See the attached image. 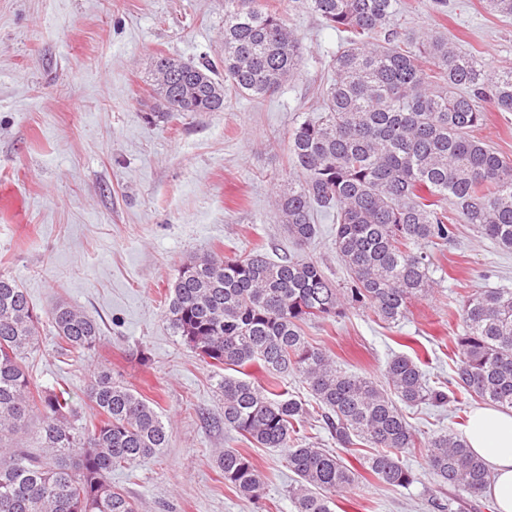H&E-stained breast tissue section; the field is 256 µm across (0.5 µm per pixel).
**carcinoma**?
<instances>
[{"label": "carcinoma", "instance_id": "obj_1", "mask_svg": "<svg viewBox=\"0 0 512 512\" xmlns=\"http://www.w3.org/2000/svg\"><path fill=\"white\" fill-rule=\"evenodd\" d=\"M482 2L512 19V0ZM306 5L344 37L320 93L322 113L288 136L297 176L280 185L275 206L301 247L317 235L314 212L336 218L334 246L348 280L339 287L312 259L274 260L258 249L234 259L192 257L168 288L166 321L204 362L236 372L258 363L269 374L265 386L230 375L219 380L224 427L259 448L286 449L296 512H334L331 494L358 488L369 476L395 491L409 487L415 475L404 457L419 447L440 487L483 498L490 472L465 436L445 430L421 441L399 407L448 401L427 382L420 358L391 357L380 385L338 367L307 340L303 325L349 308L401 322L411 300L436 285L420 245L452 240L457 224L512 250V158L472 135L487 108L512 112V68L493 70L437 32L402 30L400 0ZM302 54L300 36L261 0H224V58L156 56L150 86L163 111L150 116L222 112L229 89L264 97L298 73ZM458 312L448 385L512 409V290L479 289L458 301ZM47 320L68 352L83 356L101 340L98 322L67 303L51 308ZM40 325L26 290L0 271V512H139L112 487V471L160 454L170 424L106 367L92 372L85 389L96 411L89 420L65 387L37 386L25 359ZM290 372L313 402L281 386L279 377ZM317 415L341 451L374 449L361 468L308 440L306 425ZM33 424L52 466L27 451ZM216 464L243 498H260L266 476L250 455L226 448Z\"/></svg>", "mask_w": 512, "mask_h": 512}]
</instances>
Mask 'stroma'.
Returning a JSON list of instances; mask_svg holds the SVG:
<instances>
[{
    "instance_id": "obj_1",
    "label": "stroma",
    "mask_w": 512,
    "mask_h": 512,
    "mask_svg": "<svg viewBox=\"0 0 512 512\" xmlns=\"http://www.w3.org/2000/svg\"><path fill=\"white\" fill-rule=\"evenodd\" d=\"M262 2L301 37L300 72L272 95L231 93L223 111L152 123L153 56H221L224 0H0V270L26 289L37 312L65 302L102 328L100 346L80 359L43 323L26 366L37 385L66 386L78 404L90 369L106 366L170 423L163 455L112 474L139 512H295L283 449L255 447L224 428L217 393L224 369L172 336L164 313V296L193 255L296 250L273 190L292 173L288 136L315 116L340 38L300 0ZM432 2L402 0V28L438 31L492 68L512 67V20L487 14L479 0H448L442 14ZM314 219L307 254L344 281L333 218ZM424 250L437 289L413 301L399 325L350 309L305 325L307 339L343 370L375 379L393 354L415 349L429 380L447 381L456 301L477 288L512 289V251L468 224ZM473 409L450 401L406 415L419 432L461 434ZM227 448L247 452L266 475L259 503L225 483L215 459ZM406 461L417 474L408 488L373 481L338 494L334 512H435L434 493L445 512H496L493 499L439 491L421 452Z\"/></svg>"
}]
</instances>
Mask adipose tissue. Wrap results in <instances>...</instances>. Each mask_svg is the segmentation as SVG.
Returning <instances> with one entry per match:
<instances>
[{
    "label": "adipose tissue",
    "mask_w": 512,
    "mask_h": 512,
    "mask_svg": "<svg viewBox=\"0 0 512 512\" xmlns=\"http://www.w3.org/2000/svg\"><path fill=\"white\" fill-rule=\"evenodd\" d=\"M465 438L491 472L487 492L499 512H512V411L479 408L472 412Z\"/></svg>",
    "instance_id": "obj_1"
}]
</instances>
